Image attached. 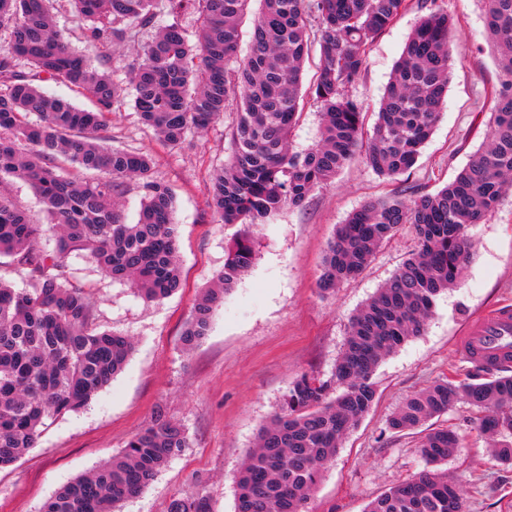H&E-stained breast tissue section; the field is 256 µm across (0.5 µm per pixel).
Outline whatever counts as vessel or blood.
I'll return each mask as SVG.
<instances>
[{"instance_id":"1","label":"vessel or blood","mask_w":512,"mask_h":512,"mask_svg":"<svg viewBox=\"0 0 512 512\" xmlns=\"http://www.w3.org/2000/svg\"><path fill=\"white\" fill-rule=\"evenodd\" d=\"M459 354L463 360L485 364L512 360V306L506 304L472 319Z\"/></svg>"}]
</instances>
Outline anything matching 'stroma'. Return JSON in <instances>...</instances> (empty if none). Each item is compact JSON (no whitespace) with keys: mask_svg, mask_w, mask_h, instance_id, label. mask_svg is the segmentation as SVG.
I'll return each instance as SVG.
<instances>
[{"mask_svg":"<svg viewBox=\"0 0 512 512\" xmlns=\"http://www.w3.org/2000/svg\"><path fill=\"white\" fill-rule=\"evenodd\" d=\"M437 4L460 26L452 39L448 97L415 166L386 179L354 160L301 206L284 208L270 223L253 227L252 269L215 312L208 336L189 353L181 342L183 327L202 290L223 268L226 247L243 230L220 223L206 193L230 153L227 129L217 123L189 134L184 147L171 149L131 107L113 114L107 144L152 153L156 176L175 192L182 286L166 299L148 302L102 276L84 258H69L74 281L90 292L97 324L129 336L134 348L125 369L87 407L56 420L35 448L0 470V512H39L58 487L120 453L159 407L185 426L190 445L122 512H167L171 499L196 481L213 512H234L235 478L245 453L290 383L303 373L331 375L352 315L418 248L412 231L401 229L362 275L324 296L316 281L337 225L365 203L408 186L435 193L486 144L499 74L487 38L485 4ZM421 15L418 0H409L371 46L349 90L363 106L366 125H373ZM467 233L473 255L457 286L438 298L424 334L378 365L377 400L318 482L311 512H363L371 499L424 469L417 435L388 434L387 420L407 397L436 379H464L469 364L456 354L457 339L472 317L512 303V197ZM478 418V411L464 403L442 417L459 438L444 469L463 493L465 512H512V467L492 458Z\"/></svg>","mask_w":512,"mask_h":512,"instance_id":"35a3bbf8","label":"stroma"}]
</instances>
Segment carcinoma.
Returning a JSON list of instances; mask_svg holds the SVG:
<instances>
[{
	"mask_svg": "<svg viewBox=\"0 0 512 512\" xmlns=\"http://www.w3.org/2000/svg\"><path fill=\"white\" fill-rule=\"evenodd\" d=\"M70 2L84 51L57 25L52 0H0V32L8 34L0 47V258L30 278L25 291L0 278V469L34 447L47 422L87 405L133 350L129 337L97 325L89 292L73 281L69 255L82 254L147 301L181 288L174 191L154 175L152 154L104 144L101 132L112 112L131 103L170 148L230 115L232 151L207 187L209 207L225 224H263L302 204L358 157L387 178L411 170L448 93L450 37L458 26L422 0L427 13L405 44L365 142L362 107L348 90L368 49L407 0H260L251 52L238 63L239 22L249 0ZM485 2L501 75L488 144L437 192L372 201L337 227L317 280L323 296L358 278L400 228L412 229L419 248L353 316L331 377L302 374L288 387L237 476L234 512H309L342 439L376 401V368L424 332L436 300L470 260L466 228L482 223L512 190V0ZM190 14L199 23L193 43L181 23ZM150 28L155 37L141 46L124 80L102 70L108 49L135 42ZM315 44L320 140L295 153L289 141L299 118L301 74ZM20 60L30 72L18 70ZM44 82L70 88L91 107L49 94ZM16 180L34 189L45 221L16 204L10 192ZM130 181L142 193L133 224L119 203ZM49 234L51 250L42 245ZM254 259L245 231L185 325L186 350L208 335L215 310ZM461 401L481 412L479 430L494 457L512 466V375L475 362L467 380L438 379L389 417L391 432L420 435L426 470L371 499L364 512H464L459 488L439 470L457 437L432 423ZM187 447L184 425L158 408L121 453L62 485L39 512H122ZM168 509L212 512L198 489L174 497Z\"/></svg>",
	"mask_w": 512,
	"mask_h": 512,
	"instance_id": "obj_1",
	"label": "carcinoma"
}]
</instances>
